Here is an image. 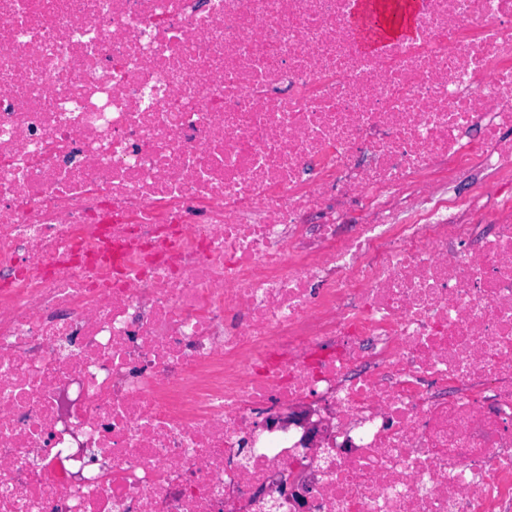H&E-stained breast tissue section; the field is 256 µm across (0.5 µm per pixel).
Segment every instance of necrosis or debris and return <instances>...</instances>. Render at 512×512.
<instances>
[{
    "label": "necrosis or debris",
    "mask_w": 512,
    "mask_h": 512,
    "mask_svg": "<svg viewBox=\"0 0 512 512\" xmlns=\"http://www.w3.org/2000/svg\"><path fill=\"white\" fill-rule=\"evenodd\" d=\"M356 6L0 0V512H512V0ZM361 4L360 13L357 19L360 35L366 47L374 50L383 39L392 37L387 28L384 11L380 6L379 0H359ZM371 17L377 18V25L372 26L369 23Z\"/></svg>",
    "instance_id": "1"
}]
</instances>
